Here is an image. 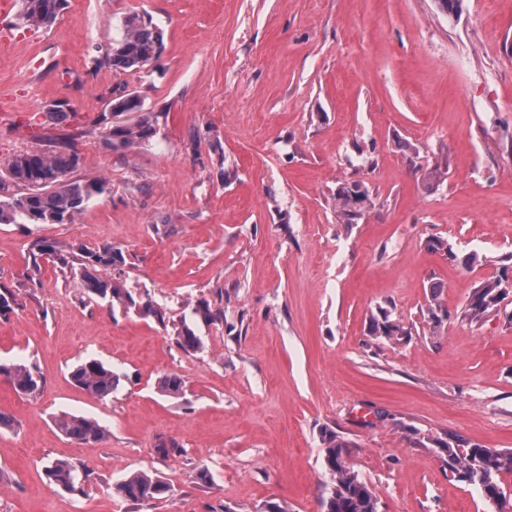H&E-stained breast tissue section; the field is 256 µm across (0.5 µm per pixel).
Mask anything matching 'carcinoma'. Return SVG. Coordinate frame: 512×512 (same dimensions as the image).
<instances>
[{"label":"carcinoma","instance_id":"obj_1","mask_svg":"<svg viewBox=\"0 0 512 512\" xmlns=\"http://www.w3.org/2000/svg\"><path fill=\"white\" fill-rule=\"evenodd\" d=\"M67 5V0H20L18 20L26 28L50 29ZM163 41L149 16L133 12L122 24L121 37L101 47L92 57V67H110L118 74L138 72L160 58ZM115 97L107 104L115 121L103 128L101 136L114 149H129L150 141L157 133V116L146 111L140 95L123 84L114 91ZM128 119H121L123 115ZM73 139L59 136L46 148L25 152L13 157L0 170V224H70L81 213L86 203L104 192L106 182L95 177L79 175L81 158L72 147ZM336 204L341 223L350 227L374 206L369 188L362 181L347 182L336 190ZM32 273L28 280L35 282L40 272L38 259L50 256L62 270L79 279L85 297L91 302L105 301L110 308L124 312L134 311L143 317L164 322V313L147 294L135 295L121 282L101 275L124 263L123 252L112 245L97 248L80 247L66 251L49 240H38L32 247ZM505 265L498 275L481 281L472 289L464 317L478 322L492 308L498 306L512 292V256L503 258ZM443 286L428 285L427 325L430 335L440 332L448 311L442 304ZM20 304L10 288L0 287V318H8ZM189 316L180 321L177 333L179 347L187 354L204 350L202 337L194 329L199 317L210 323L222 322L224 311L212 309L206 301L187 303ZM368 336L392 344L411 339L412 327L392 318L380 307L371 314ZM73 384L104 401L117 390L120 375L101 360L89 357L69 372ZM0 379L15 392L37 396L43 389V378L33 364L0 361ZM184 382L177 374L163 377L159 390L175 397L183 393ZM57 426L66 438L87 446H96L106 438V429L93 418L80 415L64 416ZM416 443L422 447L430 443L439 449L453 478L477 490L480 497L494 508V512H512V497L507 495L500 475L512 473V448H485L472 444L459 448L447 440L432 439L419 434ZM323 464L329 481L327 495L322 498L323 512H380V500L374 488L355 470L351 462L350 444L334 432L322 435ZM43 472L50 487L73 495L85 493L90 473L82 464L67 459L48 460ZM115 493L126 501L149 506L170 493V486L155 473L135 472L113 486Z\"/></svg>","mask_w":512,"mask_h":512}]
</instances>
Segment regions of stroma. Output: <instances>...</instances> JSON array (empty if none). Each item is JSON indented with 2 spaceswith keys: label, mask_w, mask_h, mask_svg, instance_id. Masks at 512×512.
<instances>
[{
  "label": "stroma",
  "mask_w": 512,
  "mask_h": 512,
  "mask_svg": "<svg viewBox=\"0 0 512 512\" xmlns=\"http://www.w3.org/2000/svg\"><path fill=\"white\" fill-rule=\"evenodd\" d=\"M135 11L162 34L159 61L92 68ZM120 83L158 117L127 151L100 134ZM57 100L60 123L43 111ZM61 133L81 175L107 185L74 223L0 224V285L21 303L0 319V357L45 380L34 398L0 380L14 420L0 432V512H321L327 429L352 443L381 512H491L414 434L512 448V294L480 322L462 317L512 254V0H463L457 16L433 0H68L50 30L0 40V168ZM433 167L442 180L424 179ZM353 180L375 206L347 229L336 190ZM41 238L121 247L122 281L164 321L88 302L47 256L30 285ZM471 253L481 265L463 264ZM431 281L448 312L435 337ZM189 300L224 311L196 321V354L177 344ZM381 307L419 335L370 339ZM89 356L122 375L102 402L69 377ZM170 373L185 382L176 398L158 390ZM64 413L98 419L104 442L67 439ZM161 440L179 452L160 458ZM53 458L90 470L87 495L48 486ZM137 471L161 476L167 500L113 495Z\"/></svg>",
  "instance_id": "35a3bbf8"
}]
</instances>
